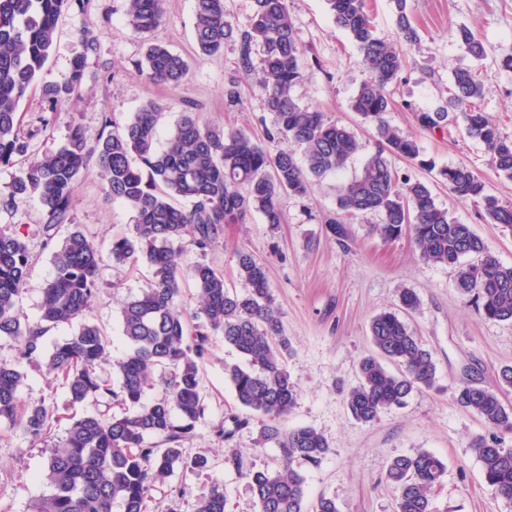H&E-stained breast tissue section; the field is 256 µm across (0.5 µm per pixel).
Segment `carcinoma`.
<instances>
[{
    "instance_id": "obj_1",
    "label": "carcinoma",
    "mask_w": 512,
    "mask_h": 512,
    "mask_svg": "<svg viewBox=\"0 0 512 512\" xmlns=\"http://www.w3.org/2000/svg\"><path fill=\"white\" fill-rule=\"evenodd\" d=\"M67 2L0 0V166L24 158L0 205L11 209L38 196L50 217L45 225L49 232L69 219L74 183L92 161L106 196L134 214L132 234L112 239V263H143L154 270V278L121 308L127 354L111 382L97 374L110 341L87 316L102 278L98 246L77 227L68 234L53 254L54 270L43 288L40 316L30 322L17 308L29 272V249L18 233L0 228V337L15 340L21 358L37 362L51 328L80 322L77 331L53 346L46 359L48 371L65 380L74 404L95 407L109 400L135 408L121 416L94 411L72 422L62 445L49 454L48 491L30 502L28 512H145L156 483L179 469L205 467L203 456L185 459L180 442L205 415L200 364L215 332L244 359V364L224 369L236 400L263 418L261 437L280 451L276 468L246 474L259 512H340L331 497L307 503L304 478L294 468L296 463L320 464L329 453L327 440L312 427L280 428L296 405L299 388L286 366L289 341L264 265L245 249L235 253L245 288L239 293L204 260L224 225L239 224L253 211L269 228H277L284 221L285 196H306L318 180L342 170L359 148L353 129L302 106L294 95L302 78L304 49L288 0H251L243 30L227 19L224 0H196L195 8L200 54L218 53L224 44L238 41L239 63L249 68L253 49H259L267 89L264 105L275 117L268 142L282 139L288 147H264L242 130L221 135L202 125L191 109L182 112L162 141L163 107L151 101L124 126L100 135L92 147L77 126L56 152L32 157L29 144L19 136L17 110L50 55ZM163 2L130 0L129 32L143 35L158 27ZM394 2L398 39L386 41L375 34L366 0H326L336 28L354 42L367 72L352 110L375 126L381 144L359 175L338 186L336 217L327 221L329 230L341 241L347 238L345 225L364 213L379 215L377 231L385 239L409 230L419 256L454 268L456 288L474 300L485 318L512 323V266L491 257L470 225L437 204L427 183L399 175L390 160L397 156L425 164L418 142L385 119L393 106L387 88L405 67L406 46L419 38L406 0ZM455 36L467 55H487L485 44L470 29L461 27ZM84 64V58H77L67 79L45 88L51 108L68 99ZM142 70L153 82L178 84L188 74V63L151 43ZM481 98L476 72L459 67L452 74L446 107L418 112L415 118L427 130L461 121L468 137L485 146L494 171L511 179L512 138L481 108ZM438 175L455 198L476 204L486 221L512 235V204L489 193L470 167L448 166ZM188 246L200 260L185 268L181 257ZM185 280L198 293L203 322L196 326L189 325L176 304ZM369 338L373 352L361 358L358 381L347 394L348 411L365 424L403 406L414 392L432 387L436 374L431 352L398 312L374 316ZM389 363L399 370H389ZM158 371L167 374L164 393L147 401L146 387ZM23 380L19 362L0 360V424L40 440L48 434L51 414L42 404H23ZM510 389L512 365H507L493 386L473 381L460 385L456 400L488 428L512 430V407L502 399ZM473 447L488 486L512 500V448L496 434L476 439ZM445 472V463L429 452L393 458L386 476L398 491L397 512H435L433 495ZM225 507L224 485L217 484L197 512H225Z\"/></svg>"
}]
</instances>
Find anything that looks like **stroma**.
<instances>
[{
	"label": "stroma",
	"instance_id": "35a3bbf8",
	"mask_svg": "<svg viewBox=\"0 0 512 512\" xmlns=\"http://www.w3.org/2000/svg\"><path fill=\"white\" fill-rule=\"evenodd\" d=\"M299 43L306 51L303 77L295 94L304 106L324 112L328 120L355 130L360 151L345 170L322 178L313 193L284 200L285 222L270 230L261 214L226 226L207 255L228 285L239 286L235 253L244 248L264 263L291 347L286 364L298 382L300 395L286 425L310 426L328 441L330 452L319 465L298 464L309 498H335L340 512H396L397 492L386 478L389 462L399 455L429 452L447 466L434 494L436 512H512V502L488 486L472 444L487 434L484 423L455 402L458 386L476 381L490 386L497 371L512 365V324L479 314L473 300L455 287L453 269L424 261L410 234L383 239L374 230L379 218L359 216L348 224L346 241L333 236L326 224L336 214L338 185L358 175L378 148L376 131L362 122L351 102L366 77L361 56L351 39L333 24L325 0H288ZM407 12L419 39L407 48V64L390 91L394 106L386 119L401 134L417 140L422 160L435 170L402 158L399 173L427 181L437 203L461 223L471 225L490 255L512 265V235L486 223L473 203L454 199L437 174L440 167L466 164L483 178L491 193L512 202V179L499 176L487 163L482 143L463 129L451 134L419 127L415 115L444 105L455 68L478 71L483 86L481 107L512 137V71L500 57L512 54V0H407ZM129 0H71L62 11L50 56L19 108L22 134L29 150L41 156L56 151L73 127L88 141L103 129L122 127L147 101L165 107L163 131H170L179 113L192 109L201 124L216 132L241 129L266 143L274 117L264 101L266 87L259 66L238 63L239 45L226 44L222 54H199L195 39V0H165L160 25L142 36L125 25ZM471 29L487 48L485 59L465 56L453 33ZM91 30L92 45L81 33ZM159 42L189 65L179 84L150 82L140 72L148 43ZM85 56L80 84L67 103L50 108L43 90L64 80L76 56ZM75 205L65 224L45 235L48 215L38 197L17 207H0V227H10L26 240L31 267L17 307L29 320L40 314L42 288L53 273L52 257L72 228H80L109 255L112 238L130 234L132 212L107 198L95 166L83 170L75 184ZM153 274L144 264L105 266L89 317L111 339L109 360L101 375L115 377L126 347L120 307L146 288ZM421 300L408 321L431 352L436 366L433 388L414 393L400 408L380 414L371 424L355 421L347 412L346 395L357 381L359 359L371 349L368 325L373 316L395 309L402 289ZM223 336L211 338L210 353L201 366L206 412L193 433L181 443L186 459L204 456L202 470L176 471L157 486L146 512H196L214 483L224 485L227 512H258L245 473L274 468L279 451L261 442V419L242 407L224 378V367L240 362ZM21 399L42 403L52 413L50 432L33 441L0 425V512H25L30 499L46 490L49 450L61 444L72 418L87 408L71 404L62 378L43 363H22ZM243 418L233 427L231 416ZM231 438H224L223 430ZM238 453L240 464L229 456Z\"/></svg>",
	"mask_w": 512,
	"mask_h": 512
}]
</instances>
